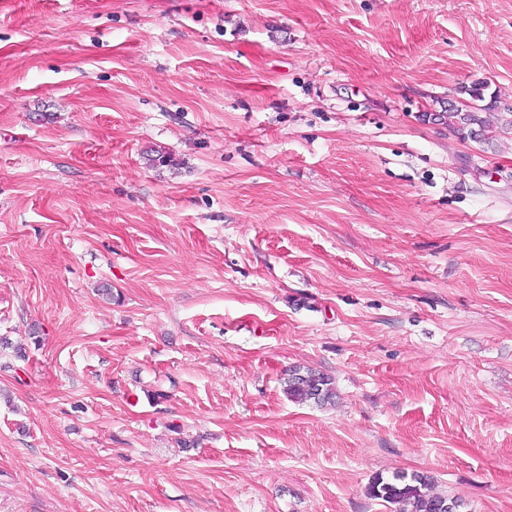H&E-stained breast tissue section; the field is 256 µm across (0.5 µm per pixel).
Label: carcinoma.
Segmentation results:
<instances>
[{
	"label": "carcinoma",
	"instance_id": "cac0c4a2",
	"mask_svg": "<svg viewBox=\"0 0 512 512\" xmlns=\"http://www.w3.org/2000/svg\"><path fill=\"white\" fill-rule=\"evenodd\" d=\"M469 99L439 113L437 120H448V128L462 140L491 146L495 133L512 130V113L494 111V103L485 102L484 86L468 90ZM285 393L296 403L325 405L336 398L333 379L322 371L293 366L288 369ZM368 495L395 506L393 512H463L464 505L434 490L432 478L423 473L397 472L390 478L375 477Z\"/></svg>",
	"mask_w": 512,
	"mask_h": 512
}]
</instances>
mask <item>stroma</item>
<instances>
[{
  "label": "stroma",
  "instance_id": "1",
  "mask_svg": "<svg viewBox=\"0 0 512 512\" xmlns=\"http://www.w3.org/2000/svg\"><path fill=\"white\" fill-rule=\"evenodd\" d=\"M481 83L512 0H0V512H512V134L433 119ZM285 379V393L296 403L325 405L336 398L333 379L322 371L309 367L293 366ZM368 495L395 506L393 512H463L464 508L457 499L436 492L432 478L423 473L377 476L368 487Z\"/></svg>",
  "mask_w": 512,
  "mask_h": 512
}]
</instances>
